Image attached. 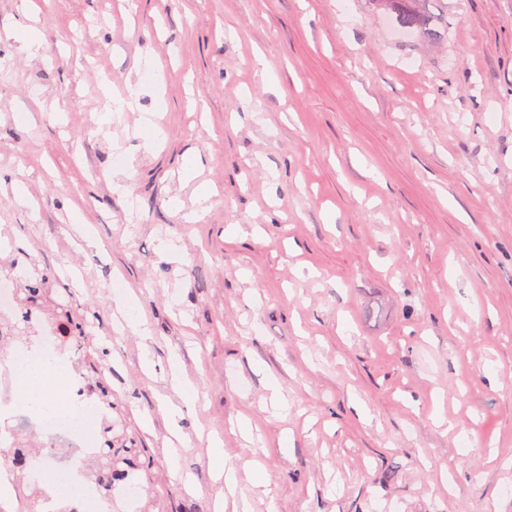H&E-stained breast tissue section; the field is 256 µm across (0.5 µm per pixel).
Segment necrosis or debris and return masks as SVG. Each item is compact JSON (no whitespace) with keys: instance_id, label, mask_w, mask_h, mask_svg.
Here are the masks:
<instances>
[{"instance_id":"necrosis-or-debris-1","label":"necrosis or debris","mask_w":512,"mask_h":512,"mask_svg":"<svg viewBox=\"0 0 512 512\" xmlns=\"http://www.w3.org/2000/svg\"><path fill=\"white\" fill-rule=\"evenodd\" d=\"M15 284V275L0 277V318L28 324L32 337L0 354V447L9 452L22 448L20 432L25 428L45 436L51 449L36 457L30 471L44 494L41 512H103L107 503L94 485L87 484L81 499L62 494L61 488L72 480L84 481V463L101 445L100 423L107 411L105 399L112 394V369L102 367L96 380H89L71 347L62 344L56 320L19 307ZM49 362L70 365L64 387L65 399L73 408L70 420L34 417L19 407L20 367Z\"/></svg>"}]
</instances>
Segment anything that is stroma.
Returning a JSON list of instances; mask_svg holds the SVG:
<instances>
[{"label":"stroma","instance_id":"35a3bbf8","mask_svg":"<svg viewBox=\"0 0 512 512\" xmlns=\"http://www.w3.org/2000/svg\"><path fill=\"white\" fill-rule=\"evenodd\" d=\"M436 10L427 45L363 0H0V275L113 335L153 462L113 512H216L218 447L251 512H512V0ZM26 270V269H25ZM35 278V286L32 287L31 281ZM26 282L28 288H22L23 297L19 296L20 303L23 307L37 306L43 308L46 301V294L49 288H40L41 285H46L49 282L47 275L41 274L39 277H31L26 270Z\"/></svg>","mask_w":512,"mask_h":512}]
</instances>
